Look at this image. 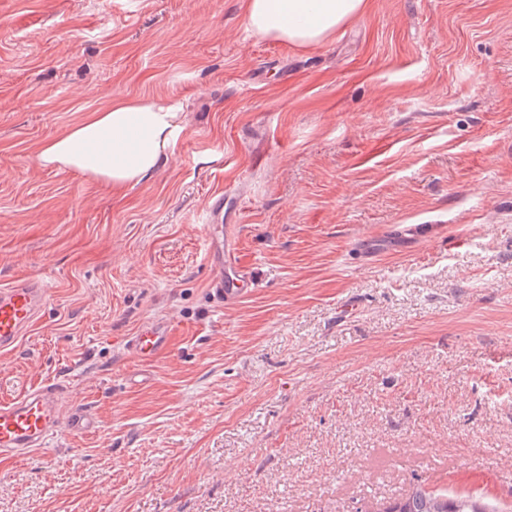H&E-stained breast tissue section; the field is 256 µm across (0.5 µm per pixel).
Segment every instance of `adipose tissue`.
<instances>
[{
  "label": "adipose tissue",
  "instance_id": "1",
  "mask_svg": "<svg viewBox=\"0 0 512 512\" xmlns=\"http://www.w3.org/2000/svg\"><path fill=\"white\" fill-rule=\"evenodd\" d=\"M365 6L366 0H246V27L256 36L311 47L359 17ZM183 129L176 101L119 99L43 142L37 161L127 189L166 161Z\"/></svg>",
  "mask_w": 512,
  "mask_h": 512
}]
</instances>
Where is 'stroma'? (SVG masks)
Returning a JSON list of instances; mask_svg holds the SVG:
<instances>
[{"instance_id":"obj_1","label":"stroma","mask_w":512,"mask_h":512,"mask_svg":"<svg viewBox=\"0 0 512 512\" xmlns=\"http://www.w3.org/2000/svg\"><path fill=\"white\" fill-rule=\"evenodd\" d=\"M119 97L183 106L148 180L37 164ZM28 276L0 402L58 379L97 429L0 460V512H351L415 480L512 512V0H367L307 49L244 0H0V285ZM236 243L230 237L210 241L208 258L218 270L212 282V290L226 303L240 300L250 293L255 281L248 270L235 261ZM172 328L162 319H154L144 324L135 336L128 341V349L141 362H152L171 350Z\"/></svg>"}]
</instances>
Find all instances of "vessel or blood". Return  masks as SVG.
<instances>
[{
	"label": "vessel or blood",
	"mask_w": 512,
	"mask_h": 512,
	"mask_svg": "<svg viewBox=\"0 0 512 512\" xmlns=\"http://www.w3.org/2000/svg\"><path fill=\"white\" fill-rule=\"evenodd\" d=\"M236 243L232 238L212 239L208 248L210 263L218 275L213 291L232 303L250 293L255 281L248 270L235 260ZM50 296L48 283L25 279L0 289V350L13 349L36 321ZM172 328L168 322L154 319L144 324L128 342L129 350L142 362L154 361L172 347ZM66 388L46 381L7 403L0 404V458H20L44 447L58 434Z\"/></svg>",
	"instance_id": "vessel-or-blood-1"
}]
</instances>
